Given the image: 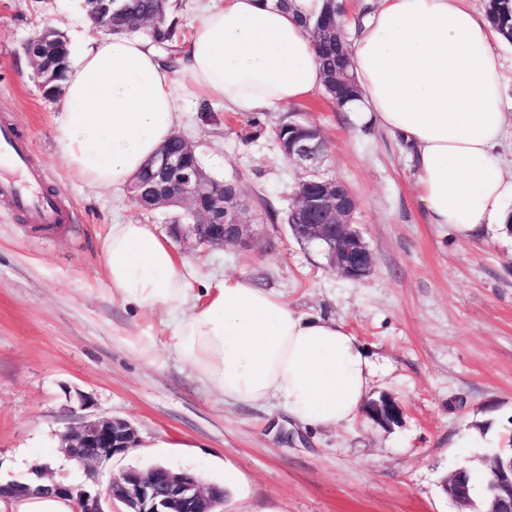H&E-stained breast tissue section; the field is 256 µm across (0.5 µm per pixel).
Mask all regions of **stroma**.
<instances>
[{
	"instance_id": "35a3bbf8",
	"label": "stroma",
	"mask_w": 512,
	"mask_h": 512,
	"mask_svg": "<svg viewBox=\"0 0 512 512\" xmlns=\"http://www.w3.org/2000/svg\"><path fill=\"white\" fill-rule=\"evenodd\" d=\"M46 25L75 50L90 28L82 0H0V126L21 135L42 189L72 217L49 230L0 201V481H29L48 459L55 481L91 487L61 436L110 416L130 421L142 444L109 470L162 464L220 485L235 469L224 512H457L448 475L512 452V234L463 241L430 223L404 144L317 91L299 108L324 134L327 174L356 193L354 222L376 258L369 277L346 279L285 224L296 173L271 136L242 140L243 117L220 102L216 125L185 113L180 133L212 173L238 176L261 231L245 251L189 253L200 276L244 275L304 315L341 322L373 364L370 400L391 397L402 416L388 428L363 414L314 431L273 404L224 405L169 350L163 313L112 297L100 253L109 225L168 227L126 193L71 179L53 102L23 50ZM128 333L153 337L154 358L124 344Z\"/></svg>"
}]
</instances>
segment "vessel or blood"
Wrapping results in <instances>:
<instances>
[{"instance_id": "b4317fda", "label": "vessel or blood", "mask_w": 512, "mask_h": 512, "mask_svg": "<svg viewBox=\"0 0 512 512\" xmlns=\"http://www.w3.org/2000/svg\"><path fill=\"white\" fill-rule=\"evenodd\" d=\"M0 164L20 172L19 178L0 179V197L10 200L14 207L30 212L38 223L50 229L68 223V214L58 202L46 201L41 193L34 190L33 185L38 182L39 175L27 171L25 146L8 127H0Z\"/></svg>"}]
</instances>
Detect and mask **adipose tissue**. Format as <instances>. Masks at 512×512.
<instances>
[{"mask_svg":"<svg viewBox=\"0 0 512 512\" xmlns=\"http://www.w3.org/2000/svg\"><path fill=\"white\" fill-rule=\"evenodd\" d=\"M276 0H204L177 67L140 35L97 34L70 60L54 122L75 180L122 189L175 132L196 94L247 116L323 86L299 10ZM496 34L467 0H378L347 49L360 118L400 137L431 223L468 239L512 223V171L497 154L512 113ZM113 298L164 311L173 353L228 405L277 401L305 427L358 416L372 365L356 336L310 318L241 275L194 287L190 266L153 225H110L101 243Z\"/></svg>","mask_w":512,"mask_h":512,"instance_id":"ef3b65f1","label":"adipose tissue"}]
</instances>
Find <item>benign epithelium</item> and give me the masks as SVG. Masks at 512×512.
Wrapping results in <instances>:
<instances>
[{
    "mask_svg": "<svg viewBox=\"0 0 512 512\" xmlns=\"http://www.w3.org/2000/svg\"><path fill=\"white\" fill-rule=\"evenodd\" d=\"M295 128L277 139L282 154L298 170L287 226L297 241L321 248L329 264L342 276L362 280L371 273L375 255L353 224L357 197L345 182L322 173L326 156L322 130L316 125L297 124ZM173 139L181 148L174 152L164 145L145 164L155 173L156 180L150 185L134 181L127 191L131 202L143 210H181L169 230L186 249L252 247L258 233L256 225L244 217L247 205L242 195L236 192L230 198L225 196V188L238 179L215 181L198 161L196 145L179 133ZM401 412L399 403L389 398L374 401L367 408L368 417L382 426L399 421ZM136 440V429L129 421L99 417L65 434L63 447L69 459L84 467L98 468L114 455L134 448ZM485 465L495 474L487 491L497 492L500 483L512 485V458L504 462L488 456ZM35 475L33 484L74 500L77 512H106L103 504L114 501L126 504L128 512H185L191 505L197 507L196 512H215L213 507L224 503L213 496L212 487L189 481L168 469L159 475L154 469L111 474L104 481L95 480L98 489L93 493L53 481L48 464ZM454 478L451 474L445 480L446 492L456 503L457 512H467L469 492L459 489Z\"/></svg>",
    "mask_w": 512,
    "mask_h": 512,
    "instance_id": "1",
    "label": "benign epithelium"
}]
</instances>
